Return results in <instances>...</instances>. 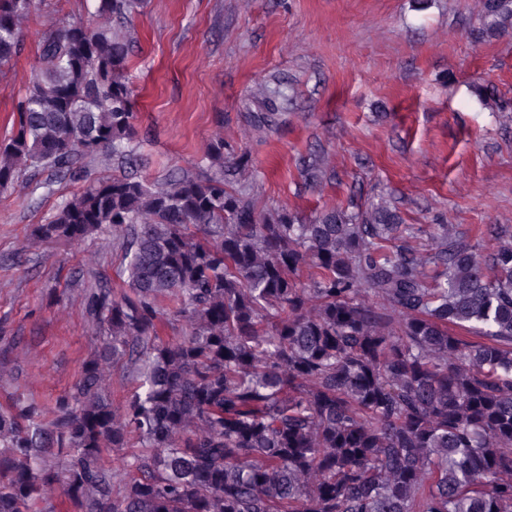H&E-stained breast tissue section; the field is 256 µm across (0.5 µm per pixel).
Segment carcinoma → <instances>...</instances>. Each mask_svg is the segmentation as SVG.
<instances>
[{
  "mask_svg": "<svg viewBox=\"0 0 512 512\" xmlns=\"http://www.w3.org/2000/svg\"><path fill=\"white\" fill-rule=\"evenodd\" d=\"M139 5L96 0L90 23L44 32L1 191L135 150L113 22ZM481 9L483 36L512 31V0ZM34 11L0 0V69ZM204 160L203 178L99 181L40 225L71 243L112 230L127 290L88 291L101 349L50 419L0 411V512L55 487L77 512H512V236L482 256L382 203L264 207L221 127ZM106 363L133 383L121 409Z\"/></svg>",
  "mask_w": 512,
  "mask_h": 512,
  "instance_id": "carcinoma-1",
  "label": "carcinoma"
}]
</instances>
